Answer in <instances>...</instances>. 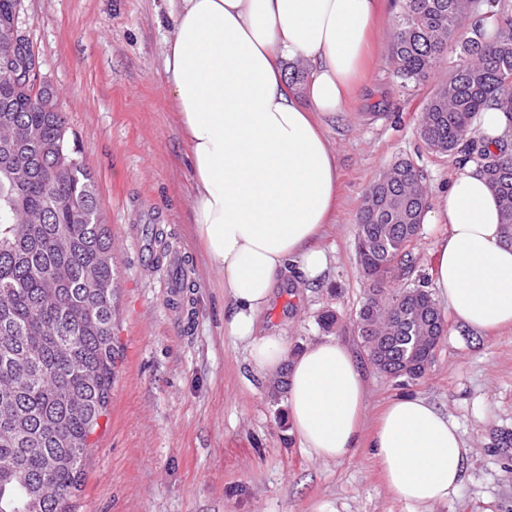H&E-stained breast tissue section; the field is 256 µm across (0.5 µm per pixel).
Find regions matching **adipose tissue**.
Returning <instances> with one entry per match:
<instances>
[{
  "mask_svg": "<svg viewBox=\"0 0 512 512\" xmlns=\"http://www.w3.org/2000/svg\"><path fill=\"white\" fill-rule=\"evenodd\" d=\"M378 14V0H179L164 54L195 232L223 275L224 332L244 345L256 375L286 372L293 431L322 462L358 444L366 376L335 338L295 354L259 317L288 270L307 283L327 270L317 240L336 213L339 174L314 116L345 107ZM289 64L305 70L295 89ZM421 221L448 227L433 275L456 325L479 334L512 326V246L482 169L467 164ZM370 446L390 492L419 512L456 494L469 453L458 424L418 395L388 403Z\"/></svg>",
  "mask_w": 512,
  "mask_h": 512,
  "instance_id": "obj_1",
  "label": "adipose tissue"
}]
</instances>
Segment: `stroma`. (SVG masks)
Masks as SVG:
<instances>
[{
  "instance_id": "obj_1",
  "label": "stroma",
  "mask_w": 512,
  "mask_h": 512,
  "mask_svg": "<svg viewBox=\"0 0 512 512\" xmlns=\"http://www.w3.org/2000/svg\"><path fill=\"white\" fill-rule=\"evenodd\" d=\"M376 61L343 112L323 126L339 166L340 206L321 241L329 269L312 287L277 286L263 327L300 348L326 337L366 352L356 326L365 297L356 216L367 187L412 160L428 194L461 169L417 128L441 79L400 84L388 64L395 12L382 0ZM174 0H21L38 83L59 103L70 147L94 176L112 236V390L67 501L69 512H412L383 482L367 446L340 461L311 458L291 434L286 395L251 371L224 334L221 273L193 233L186 145L163 67ZM423 225L405 286L433 289L435 242ZM337 322L323 330L320 316ZM366 423L403 395L427 398L460 427L467 477L426 512H512V455L491 433L512 428V327L443 336L425 376L367 366Z\"/></svg>"
}]
</instances>
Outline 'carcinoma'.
Returning a JSON list of instances; mask_svg holds the SVG:
<instances>
[{
  "instance_id": "cac0c4a2",
  "label": "carcinoma",
  "mask_w": 512,
  "mask_h": 512,
  "mask_svg": "<svg viewBox=\"0 0 512 512\" xmlns=\"http://www.w3.org/2000/svg\"><path fill=\"white\" fill-rule=\"evenodd\" d=\"M388 62L401 83L457 61L418 127L427 147L483 169L512 243V144L489 149L473 125L494 108L512 121V0H394ZM0 74V109L38 139L28 182L0 155V512H67L89 436L112 388V238L97 184L73 158L63 117L37 105L35 75ZM428 208L424 174L395 162L366 190L357 251L366 297L356 323L382 373L416 380L432 363L444 317L430 291L396 287L412 268ZM55 468L53 481L38 482Z\"/></svg>"
}]
</instances>
